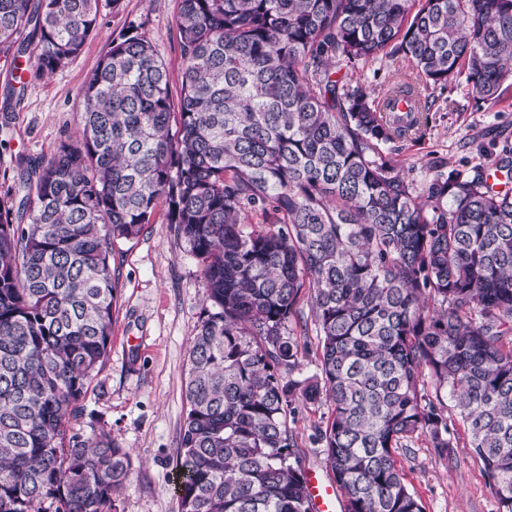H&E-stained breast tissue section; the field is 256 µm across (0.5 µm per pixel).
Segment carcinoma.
Here are the masks:
<instances>
[{
  "instance_id": "obj_1",
  "label": "carcinoma",
  "mask_w": 512,
  "mask_h": 512,
  "mask_svg": "<svg viewBox=\"0 0 512 512\" xmlns=\"http://www.w3.org/2000/svg\"><path fill=\"white\" fill-rule=\"evenodd\" d=\"M99 0H0V54L34 76L95 34ZM179 99L124 35L81 90L84 127L0 202V512H119L132 456L70 429L109 353L113 245L161 204L207 288L191 338L180 512H311L288 425L284 335L306 290L318 430L344 512H424L397 465L452 461V399L497 512H512V191L481 167L419 187L384 155L424 135L422 92L512 88V0H181ZM402 56L374 96L334 76ZM495 175L512 181V148Z\"/></svg>"
}]
</instances>
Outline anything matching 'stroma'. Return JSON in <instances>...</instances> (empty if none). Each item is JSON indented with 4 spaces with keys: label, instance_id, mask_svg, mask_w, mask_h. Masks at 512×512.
<instances>
[{
    "label": "stroma",
    "instance_id": "obj_1",
    "mask_svg": "<svg viewBox=\"0 0 512 512\" xmlns=\"http://www.w3.org/2000/svg\"><path fill=\"white\" fill-rule=\"evenodd\" d=\"M99 6L98 33L67 67L29 81L10 117L5 114V88L15 62L0 55V200L6 197L8 180L18 175V157H50L61 141L79 136L81 89L113 38L132 32L144 36L169 70L172 93H179L180 0H100ZM410 68L404 58L375 62L348 73L346 80L379 93ZM428 94L425 135L384 148L385 154L403 161L415 183H422L435 163L468 171L491 165L504 145L512 146V89L494 106L479 102L472 86L463 83L432 87ZM112 267L120 292L109 354L91 385L82 416L69 425L85 435L104 428L131 451L133 470L121 512H179L176 462L185 414L183 385L190 339L206 296L200 264L174 236L168 209L162 206L139 237L115 243ZM294 406L290 427L303 466L332 480L323 448L312 440L326 423L327 406L300 398ZM448 425L458 440L452 462L438 460L421 438L399 455L408 487L426 512H496V499L456 408L448 410Z\"/></svg>",
    "mask_w": 512,
    "mask_h": 512
}]
</instances>
